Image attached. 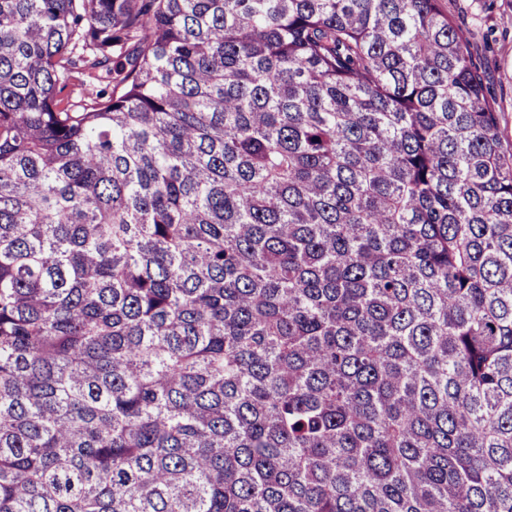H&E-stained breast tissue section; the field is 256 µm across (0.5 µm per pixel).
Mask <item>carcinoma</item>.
Here are the masks:
<instances>
[{
    "instance_id": "obj_1",
    "label": "carcinoma",
    "mask_w": 512,
    "mask_h": 512,
    "mask_svg": "<svg viewBox=\"0 0 512 512\" xmlns=\"http://www.w3.org/2000/svg\"><path fill=\"white\" fill-rule=\"evenodd\" d=\"M0 512H512V145L441 0H0Z\"/></svg>"
}]
</instances>
